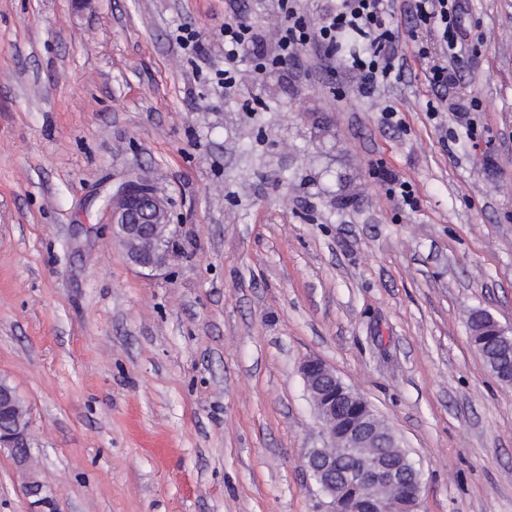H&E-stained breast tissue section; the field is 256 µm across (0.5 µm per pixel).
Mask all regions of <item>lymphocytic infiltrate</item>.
I'll list each match as a JSON object with an SVG mask.
<instances>
[{
    "mask_svg": "<svg viewBox=\"0 0 512 512\" xmlns=\"http://www.w3.org/2000/svg\"><path fill=\"white\" fill-rule=\"evenodd\" d=\"M277 7L278 22L264 37L239 16L225 20L226 67L218 80L224 90H239L258 78L267 65L283 64L309 48L337 57L338 40L350 34L366 39V47L357 54L337 59L339 66L358 75L360 93L374 95L395 72L398 33L388 21L391 0H326L322 15L316 20L300 10L297 0H277ZM461 9V0H414L413 11L419 24L436 30L440 38L442 61L425 70V79L432 88L447 87L449 66L458 60L457 48L463 39L459 27ZM265 40L272 43V53L261 50Z\"/></svg>",
    "mask_w": 512,
    "mask_h": 512,
    "instance_id": "1",
    "label": "lymphocytic infiltrate"
}]
</instances>
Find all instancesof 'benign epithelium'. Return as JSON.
Instances as JSON below:
<instances>
[{
    "label": "benign epithelium",
    "mask_w": 512,
    "mask_h": 512,
    "mask_svg": "<svg viewBox=\"0 0 512 512\" xmlns=\"http://www.w3.org/2000/svg\"><path fill=\"white\" fill-rule=\"evenodd\" d=\"M107 207L112 214V231L124 242L130 260L143 268L160 266L166 257L164 243L170 217L156 191L141 179L130 180L109 197ZM300 371L308 398L332 440V446L311 448L306 455V467L330 499L328 512H416L422 474H411L378 453L366 452L368 448L400 447L393 429L388 426L383 431L363 417L348 427H337L340 406L352 404L364 411L367 401L319 358L305 359ZM17 403L15 390L1 380L0 449L8 450L18 465L25 466L31 458L29 421L4 426ZM338 448L355 460L354 466L340 469ZM24 490L35 503L50 505L44 485L34 475H29Z\"/></svg>",
    "instance_id": "obj_1"
}]
</instances>
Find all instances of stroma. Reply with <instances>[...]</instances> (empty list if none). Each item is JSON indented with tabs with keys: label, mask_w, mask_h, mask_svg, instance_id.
<instances>
[{
	"label": "stroma",
	"mask_w": 512,
	"mask_h": 512,
	"mask_svg": "<svg viewBox=\"0 0 512 512\" xmlns=\"http://www.w3.org/2000/svg\"><path fill=\"white\" fill-rule=\"evenodd\" d=\"M233 11L278 20L276 0H0V379L53 512H327L313 356L409 450L418 512H512V384L468 322L512 326V0H466L440 100L411 42L372 97L312 50L225 95ZM137 176L170 213L155 269L104 206ZM22 483L0 453V512H35ZM469 324L470 339L475 350L482 357L489 371L495 373V364L501 356L502 349L495 336H485L489 324L486 322L483 311H474L469 317Z\"/></svg>",
	"instance_id": "obj_1"
}]
</instances>
